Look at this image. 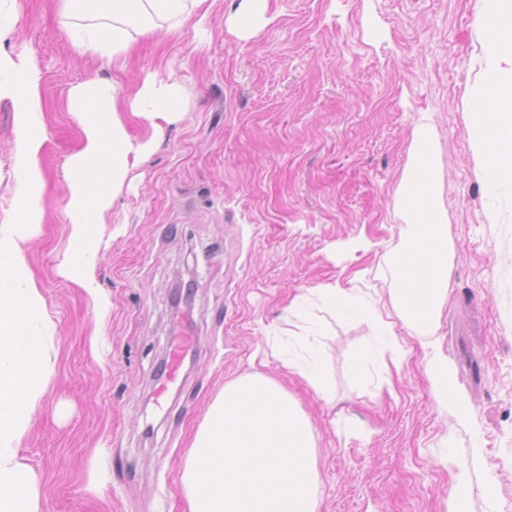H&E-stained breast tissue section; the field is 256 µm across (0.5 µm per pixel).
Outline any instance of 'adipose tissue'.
I'll return each instance as SVG.
<instances>
[{
    "label": "adipose tissue",
    "mask_w": 512,
    "mask_h": 512,
    "mask_svg": "<svg viewBox=\"0 0 512 512\" xmlns=\"http://www.w3.org/2000/svg\"><path fill=\"white\" fill-rule=\"evenodd\" d=\"M205 0H62V11L73 23L66 33L73 50L109 62L121 61L134 34L148 33L158 22L177 32L197 14ZM97 11L103 22L82 24ZM480 69L466 93L473 115L469 140L482 165L487 195L512 187V156L499 139L512 130V0H478ZM186 89L175 76L147 73L129 98L128 108L147 134L132 140L117 106V87L94 80L74 86L68 110L81 133V148L68 164L67 214L72 256L60 265L63 276L88 294H96L94 271L103 241V216L112 207L132 168L148 156L164 137L167 126L182 121ZM14 109L17 144L12 154L11 219L0 223V512H41L37 476L22 462L18 446L46 390L51 337L45 328L52 320L36 282L28 274L25 240L43 219L44 175L41 153L42 122L40 69L34 55L0 49V99ZM440 177L432 132L417 123L409 160L398 185L394 207L402 220L398 242L387 252L392 268L387 284L396 321H387L373 304L358 301L352 290L316 288L296 296L282 320L288 335L299 343L320 332L317 314L307 310L309 296L320 301L319 312L354 315L377 336L394 333L401 322L412 334L431 335L444 301L453 245L440 203Z\"/></svg>",
    "instance_id": "ef3b65f1"
}]
</instances>
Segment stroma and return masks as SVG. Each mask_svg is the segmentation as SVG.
Wrapping results in <instances>:
<instances>
[{"label": "stroma", "mask_w": 512, "mask_h": 512, "mask_svg": "<svg viewBox=\"0 0 512 512\" xmlns=\"http://www.w3.org/2000/svg\"><path fill=\"white\" fill-rule=\"evenodd\" d=\"M241 0H208L203 30L137 38L123 67L79 56L60 0H0V41L41 69L44 222L26 242L54 326L53 366L19 456L42 512H187L179 475L208 405L260 373L300 404L318 444V512H512V191L486 197L465 103L476 0H267L242 37ZM185 85L186 118L131 173L103 226L92 299L58 266L72 251L66 166L80 148L72 87L146 72ZM435 138L455 256L433 335L325 317L314 337L329 397L274 355L283 308L308 288L384 293L394 197L414 126ZM10 101L0 100V221L13 210ZM495 209L496 223L484 212ZM174 381L158 373L181 334ZM448 362L440 406L427 361ZM363 359V376L349 362Z\"/></svg>", "instance_id": "35a3bbf8"}]
</instances>
